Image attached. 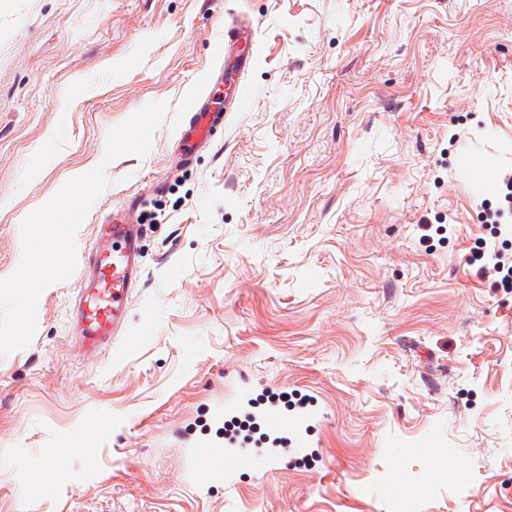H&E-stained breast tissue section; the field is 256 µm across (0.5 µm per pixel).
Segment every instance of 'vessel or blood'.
I'll return each instance as SVG.
<instances>
[{"instance_id":"b4317fda","label":"vessel or blood","mask_w":512,"mask_h":512,"mask_svg":"<svg viewBox=\"0 0 512 512\" xmlns=\"http://www.w3.org/2000/svg\"><path fill=\"white\" fill-rule=\"evenodd\" d=\"M224 77L235 85V96L228 109H211L210 93L192 98L186 108L187 117L176 136L180 164L191 163L200 151L214 143V134L223 129L228 112L246 111L255 99V92L245 81V73L257 60L261 39L257 28L243 13L231 12L224 22ZM134 205L113 211L101 224L92 248L81 255L79 284L70 300L77 324V340L84 351L100 354L110 352L125 330L126 316L134 290L144 273L139 246V227L134 224ZM271 443L287 440L291 430L301 426L298 414L269 403L259 413ZM276 457L251 459L223 446L214 445L208 457H196L193 471L199 482L215 477L232 479L239 467L248 465L267 473L275 468Z\"/></svg>"}]
</instances>
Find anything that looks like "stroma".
<instances>
[{
    "label": "stroma",
    "instance_id": "obj_1",
    "mask_svg": "<svg viewBox=\"0 0 512 512\" xmlns=\"http://www.w3.org/2000/svg\"><path fill=\"white\" fill-rule=\"evenodd\" d=\"M229 8L260 33L256 99L182 167ZM156 101L148 155L104 163ZM483 158L512 171V0H0V279L102 163L77 248L136 196L144 265L118 354L75 348L73 277L0 356V512H512V292L465 262L499 199ZM244 383L307 402L308 456L185 483Z\"/></svg>",
    "mask_w": 512,
    "mask_h": 512
}]
</instances>
